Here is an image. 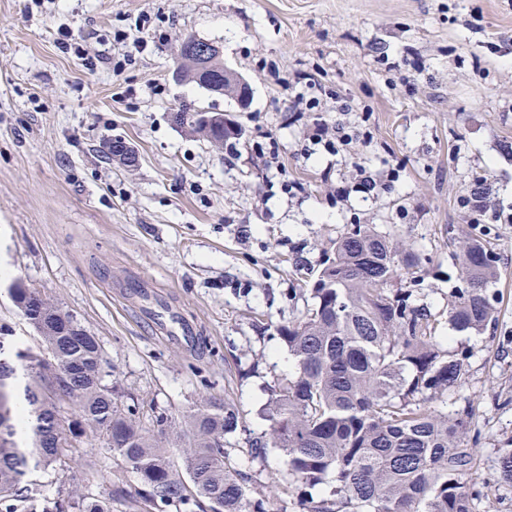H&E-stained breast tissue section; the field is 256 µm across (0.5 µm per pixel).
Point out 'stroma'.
Wrapping results in <instances>:
<instances>
[{
  "label": "stroma",
  "mask_w": 512,
  "mask_h": 512,
  "mask_svg": "<svg viewBox=\"0 0 512 512\" xmlns=\"http://www.w3.org/2000/svg\"><path fill=\"white\" fill-rule=\"evenodd\" d=\"M144 13L146 49L113 72L115 32ZM63 27L83 54L58 46ZM189 34L221 47L250 85L247 107L174 78ZM304 74L338 99L293 111L288 85ZM184 103L226 114L243 137L219 149L177 129ZM340 123L359 137L342 153L326 145ZM108 138L138 165L107 159ZM361 166L374 192L358 191ZM477 193L478 215L464 205ZM351 224L420 255L403 285L435 313L462 285L464 241L495 251V320L438 328L467 374L428 407L470 410L473 510L512 512L497 466L512 448V0H0V326L37 346L9 290L19 279L40 291L97 337L119 406L152 431L153 412L178 419L225 398L240 413L231 453L269 512H301L283 452L252 446L274 387L295 374L279 329L303 317ZM133 281L147 287L135 301ZM176 320L196 348L171 337ZM59 479L98 496L139 486L101 439Z\"/></svg>",
  "instance_id": "1"
}]
</instances>
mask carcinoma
I'll list each match as a JSON object with an SVG mask.
<instances>
[{
	"mask_svg": "<svg viewBox=\"0 0 512 512\" xmlns=\"http://www.w3.org/2000/svg\"><path fill=\"white\" fill-rule=\"evenodd\" d=\"M194 107L171 113L191 133ZM464 287L448 302V326L483 329L495 319L489 285L496 255L480 241L460 252ZM419 257L367 225L356 224L334 243L319 271L313 303L298 321L279 329L297 375L278 385L268 408L269 445L288 460V477L301 485L305 512H473L478 492L468 484L477 458L469 444L470 412L436 414L421 403L459 387L465 357L441 350L439 319L393 283L414 270ZM17 311L34 330L39 352L14 349L0 328V512H112V499L59 486L53 496L35 492L39 473L53 483L71 461L60 447L65 430L106 441L110 452L137 474L139 500L155 509L174 503L201 512H265L249 495L250 477L230 459L225 437L236 432L233 405L204 399L175 424L160 414L159 434L147 432L134 408L118 406L104 380L101 346L77 319L17 281L10 288ZM28 378L13 386L17 369ZM76 400L65 415L59 395ZM31 419V446L16 439L23 417ZM171 431L188 479L180 477L163 435ZM501 478L512 483V448L498 456ZM332 479L329 494L308 489Z\"/></svg>",
	"mask_w": 512,
	"mask_h": 512,
	"instance_id": "carcinoma-1",
	"label": "carcinoma"
}]
</instances>
